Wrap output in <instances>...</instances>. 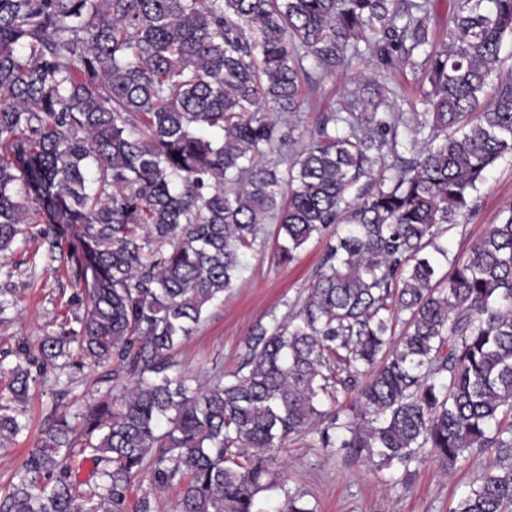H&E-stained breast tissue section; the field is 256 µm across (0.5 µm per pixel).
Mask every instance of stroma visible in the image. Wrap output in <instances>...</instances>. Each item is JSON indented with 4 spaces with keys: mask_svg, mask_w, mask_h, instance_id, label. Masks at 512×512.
I'll return each mask as SVG.
<instances>
[{
    "mask_svg": "<svg viewBox=\"0 0 512 512\" xmlns=\"http://www.w3.org/2000/svg\"><path fill=\"white\" fill-rule=\"evenodd\" d=\"M366 67L373 70L374 78L361 86L363 97H374L382 85L392 90L390 102L396 110L422 111L425 85L420 72L407 63L385 70L366 56L322 76L311 106L288 114V121L302 131L313 129L323 113L337 108L349 73ZM477 200L473 216L448 225L436 240L449 259L466 260L488 225L499 223L503 210L512 205V156L500 159L487 173ZM333 234L329 228L313 236L293 261L284 262L279 258L276 224L263 225L255 249L244 257L235 288L207 308L193 334L172 352L175 373L193 386L217 376L231 379L242 365L252 331L260 325L271 330L285 324L300 309L322 270L326 241ZM76 239L75 228L47 223L38 212L10 252L0 258V296L8 301L0 310V367L22 363L19 343L36 346L41 336L83 314V306L72 301L82 286ZM120 388V381L108 377L105 369H91L75 354L48 367L32 385L26 403H11L8 395L0 394V405L12 406L26 424L14 440L0 445V502L11 493L28 449L35 446L52 415L75 414ZM496 458V452L489 450L453 467L427 458L413 467L404 489L392 485L401 474L398 466L380 467L352 458L342 448L319 447L315 437L307 435L286 442L277 453L272 465L277 483L258 495L257 507L259 512H285L288 494L301 492L317 512H452ZM144 497L150 499L152 512H176L177 489L155 492L148 467L132 483L128 508H135Z\"/></svg>",
    "mask_w": 512,
    "mask_h": 512,
    "instance_id": "1",
    "label": "stroma"
}]
</instances>
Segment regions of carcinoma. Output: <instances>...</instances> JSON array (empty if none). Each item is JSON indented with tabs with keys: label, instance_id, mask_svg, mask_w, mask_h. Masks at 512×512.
Instances as JSON below:
<instances>
[{
	"label": "carcinoma",
	"instance_id": "carcinoma-1",
	"mask_svg": "<svg viewBox=\"0 0 512 512\" xmlns=\"http://www.w3.org/2000/svg\"><path fill=\"white\" fill-rule=\"evenodd\" d=\"M436 2L0 0V253L36 200L79 225L87 262L77 326L37 358L22 347L8 391L23 401L72 345L128 379L77 421L49 419L0 512H126L146 464L157 490L179 487L177 512H259L269 452L315 426L322 448L405 470L424 450L450 466L512 456V207L447 287L426 253L512 154V78L492 80L512 0H457L441 44ZM365 51L420 70L426 110L348 89L301 151L271 159L295 141L279 115L301 111L302 88ZM273 220L284 261L341 225L326 270L291 323L253 331L245 372L192 388L170 353ZM350 394L360 414L341 423ZM22 428L3 409L0 440ZM78 444L107 463L89 495L71 480ZM454 512H512V462Z\"/></svg>",
	"mask_w": 512,
	"mask_h": 512
}]
</instances>
